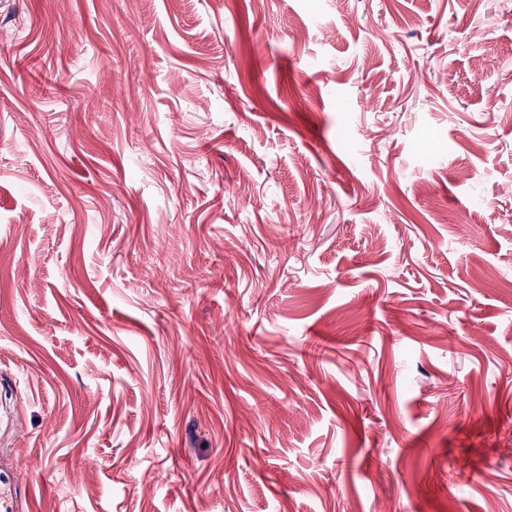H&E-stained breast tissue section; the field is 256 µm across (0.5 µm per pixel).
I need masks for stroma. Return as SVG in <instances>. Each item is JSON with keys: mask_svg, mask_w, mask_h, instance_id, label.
Returning a JSON list of instances; mask_svg holds the SVG:
<instances>
[{"mask_svg": "<svg viewBox=\"0 0 512 512\" xmlns=\"http://www.w3.org/2000/svg\"><path fill=\"white\" fill-rule=\"evenodd\" d=\"M0 512H512V0H0Z\"/></svg>", "mask_w": 512, "mask_h": 512, "instance_id": "stroma-1", "label": "stroma"}]
</instances>
